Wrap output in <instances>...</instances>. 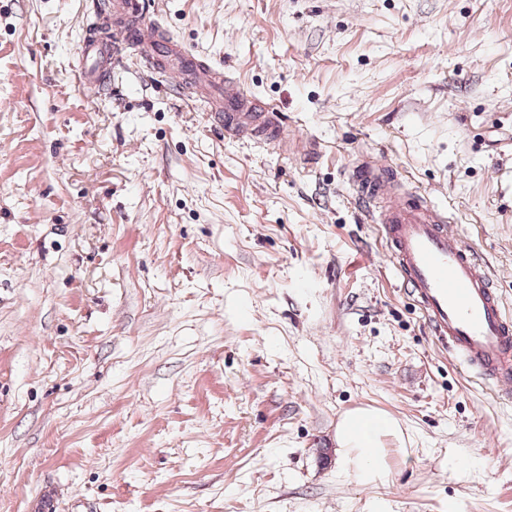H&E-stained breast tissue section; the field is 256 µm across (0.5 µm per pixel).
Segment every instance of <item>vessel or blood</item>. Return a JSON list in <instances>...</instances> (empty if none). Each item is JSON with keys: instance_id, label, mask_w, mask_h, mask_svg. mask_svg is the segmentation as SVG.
<instances>
[{"instance_id": "b4317fda", "label": "vessel or blood", "mask_w": 512, "mask_h": 512, "mask_svg": "<svg viewBox=\"0 0 512 512\" xmlns=\"http://www.w3.org/2000/svg\"><path fill=\"white\" fill-rule=\"evenodd\" d=\"M113 9L135 20L126 40L148 46L142 76L155 77L158 57L187 62L181 96L190 103H206L211 127L263 145L283 144V113L224 78L206 57L173 44L148 0H115ZM80 55L78 84L99 94L112 56L92 36L82 43ZM382 172L378 160L367 157L351 168L349 180L360 212L375 224L402 287L432 335L461 366L489 390L512 392V314L488 266L464 241L446 210L421 197L395 195Z\"/></svg>"}]
</instances>
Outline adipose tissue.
I'll return each mask as SVG.
<instances>
[{"instance_id":"obj_1","label":"adipose tissue","mask_w":512,"mask_h":512,"mask_svg":"<svg viewBox=\"0 0 512 512\" xmlns=\"http://www.w3.org/2000/svg\"><path fill=\"white\" fill-rule=\"evenodd\" d=\"M402 436L398 421L387 412L373 408L347 412L336 429V439L342 450L341 471L364 485L382 480L388 472L384 441Z\"/></svg>"}]
</instances>
